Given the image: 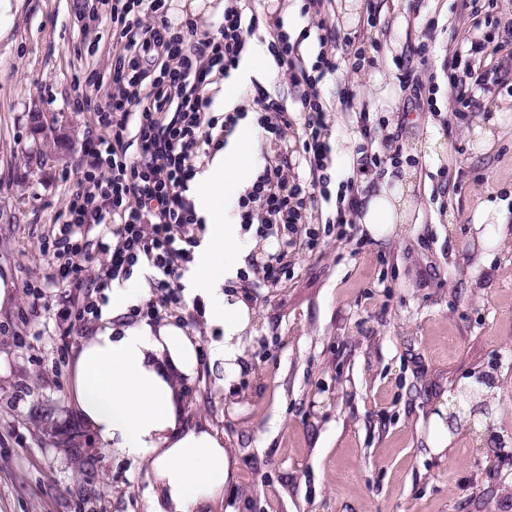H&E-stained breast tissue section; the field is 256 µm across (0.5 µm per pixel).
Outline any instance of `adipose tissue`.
Listing matches in <instances>:
<instances>
[{"mask_svg":"<svg viewBox=\"0 0 512 512\" xmlns=\"http://www.w3.org/2000/svg\"><path fill=\"white\" fill-rule=\"evenodd\" d=\"M255 132L241 128L234 142L195 178L191 197L207 233L186 274L188 297L201 298L208 323L222 327L224 338L211 346L210 359L225 372L237 370L241 335L253 312L241 299L225 294L231 273L225 254L248 255L229 202L248 182L254 165ZM413 168L392 185L363 195L359 224L374 239L400 235L413 210ZM198 343L174 325L145 322L105 326L83 340L74 360L72 404L103 450L141 460L157 490L149 512H199L221 500L233 481V464L223 442L204 427H179L172 374L192 375Z\"/></svg>","mask_w":512,"mask_h":512,"instance_id":"obj_1","label":"adipose tissue"}]
</instances>
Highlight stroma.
<instances>
[{
	"label": "stroma",
	"instance_id": "1",
	"mask_svg": "<svg viewBox=\"0 0 512 512\" xmlns=\"http://www.w3.org/2000/svg\"><path fill=\"white\" fill-rule=\"evenodd\" d=\"M375 5L376 67L352 70L347 37L363 30L347 0H325L326 29L301 12L300 0H253L255 15L276 13L299 57L311 66L333 52L336 74L319 85L331 127L328 173H352L356 125L339 102L356 93L353 110L369 106L379 120L381 152L415 150L426 128L442 121L448 160L418 164L414 203L420 223L388 240L361 224L348 236L321 238L315 249L288 252V276L263 279L268 251L247 256L226 291L240 294L254 315L241 368L232 381L212 369L207 349L222 328L186 307L170 324L198 337L194 376L174 375L180 423L209 427L224 440L235 480L208 512H512V247L487 252L473 216L487 200H506L512 233V94L492 93L475 105L456 101L449 75L468 81L486 61L446 65L477 37L496 45L512 38L494 0L473 11L469 0H360ZM98 0H23L11 31L0 37V280L10 290L0 305V512H147L152 479L141 461L108 455L73 414L72 363L92 325L64 334L54 319L27 320L24 286L50 267L39 241L56 224L84 156L92 116L77 111L99 99L87 75L102 70L112 49V22ZM428 47L426 59L414 49ZM433 83L438 111L420 110L410 91L397 102L379 83L401 70ZM262 89L296 111L301 93L276 73L260 86L224 78L210 87L212 111L236 100L252 109ZM506 107L500 139L473 151L478 120ZM65 127L77 147L60 159L32 161L29 114ZM255 141L256 170L288 160L308 177L297 149ZM488 382V421L461 422L437 452L427 446L437 405Z\"/></svg>",
	"mask_w": 512,
	"mask_h": 512
}]
</instances>
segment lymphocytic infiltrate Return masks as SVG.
<instances>
[{"label":"lymphocytic infiltrate","instance_id":"f902f5d3","mask_svg":"<svg viewBox=\"0 0 512 512\" xmlns=\"http://www.w3.org/2000/svg\"><path fill=\"white\" fill-rule=\"evenodd\" d=\"M242 17L238 0H229L222 23L211 28L193 15L171 17L168 0H112V91L98 103L82 104L93 112L84 142L86 162L57 232L40 242L53 272L46 285L26 287L31 317L41 318L48 310L44 297L51 287L70 326L98 321L108 302L106 289L131 278L143 264L151 272L153 293L136 316L152 321L182 306L179 280L194 261L198 241L191 230L200 223L188 195L201 167L197 148L220 149L244 117L237 110L212 113L207 88L238 68L248 39L261 27L277 66L302 89L297 100L303 115L300 157L309 176L289 177L280 163L265 166L238 199L239 224L259 238H280L286 248L300 242L315 248L324 233L346 237L361 202L359 176L399 156L377 150L370 115L360 111L355 173L330 192L331 132L319 85L338 70L335 55L320 51L312 66H304L297 43L276 18L246 24ZM252 101L264 137L284 139L294 122L287 107L261 91ZM130 135L138 144L133 156L126 145ZM320 198L334 199L336 214L319 231L310 226L309 209ZM92 233L97 236L93 243L88 240ZM93 245L107 257L96 268L89 251Z\"/></svg>","mask_w":512,"mask_h":512}]
</instances>
